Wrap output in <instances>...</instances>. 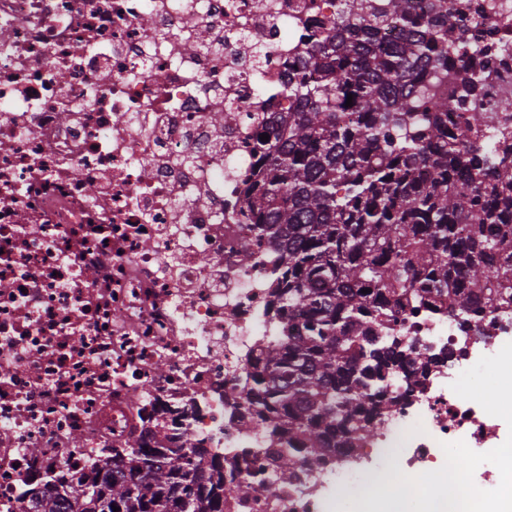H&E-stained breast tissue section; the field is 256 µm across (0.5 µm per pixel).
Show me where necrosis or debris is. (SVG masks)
Here are the masks:
<instances>
[{"label":"necrosis or debris","mask_w":512,"mask_h":512,"mask_svg":"<svg viewBox=\"0 0 512 512\" xmlns=\"http://www.w3.org/2000/svg\"><path fill=\"white\" fill-rule=\"evenodd\" d=\"M473 2L489 132L512 126L499 107L512 66L497 54L512 56V0ZM331 14L327 0H0V512H29L19 489L34 476L156 434L237 456L241 477L266 470L268 439L229 397L278 330L242 180L250 135L288 109L289 32ZM239 101L249 111H229ZM394 333L430 359L428 376L398 372L370 437L225 512H332L340 492L408 512L395 467L426 472L450 449L484 461L467 483L476 512H502L512 492L485 495V458L512 437V310L466 331L410 308ZM480 369L504 382L493 400L472 390Z\"/></svg>","instance_id":"4bbe7bcc"}]
</instances>
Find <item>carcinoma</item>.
I'll list each match as a JSON object with an SVG mask.
<instances>
[{"instance_id": "cac0c4a2", "label": "carcinoma", "mask_w": 512, "mask_h": 512, "mask_svg": "<svg viewBox=\"0 0 512 512\" xmlns=\"http://www.w3.org/2000/svg\"><path fill=\"white\" fill-rule=\"evenodd\" d=\"M334 2L288 78V111L251 136L244 190L242 215L274 262L279 329L248 371L247 410L275 444L281 484L366 438L398 369L428 371L388 335L399 311L446 298L476 329L482 309L512 306V137L478 145L483 117L452 115L434 89L463 15L439 0ZM463 56L456 78L475 92L482 68L467 45ZM101 462L119 512H224V498L269 489L265 476L235 480L200 444L140 447L26 482L30 512H80L79 484Z\"/></svg>"}]
</instances>
